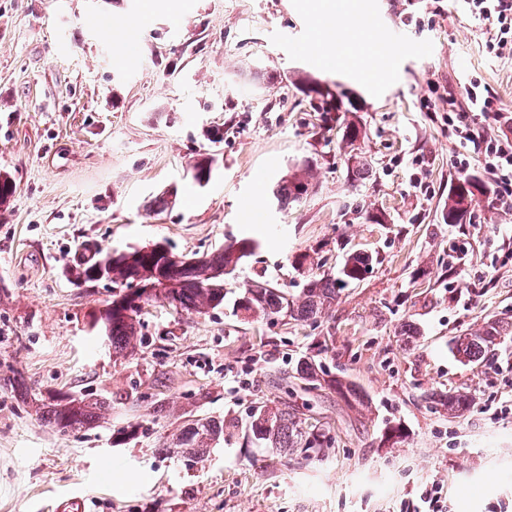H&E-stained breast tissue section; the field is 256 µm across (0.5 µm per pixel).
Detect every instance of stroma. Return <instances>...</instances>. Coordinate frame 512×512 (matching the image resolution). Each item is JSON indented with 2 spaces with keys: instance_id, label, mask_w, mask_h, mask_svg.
<instances>
[{
  "instance_id": "stroma-1",
  "label": "stroma",
  "mask_w": 512,
  "mask_h": 512,
  "mask_svg": "<svg viewBox=\"0 0 512 512\" xmlns=\"http://www.w3.org/2000/svg\"><path fill=\"white\" fill-rule=\"evenodd\" d=\"M366 3L395 60L380 82L319 64V0H0V171L15 180L0 215V380L18 370L30 387L23 400L0 383V512H399L432 481L449 512H512V416L496 413L512 403V340L476 363L451 351L455 336L512 320V212L483 202L462 227L440 218L459 176L446 95L465 101L471 77L512 114V56L486 55L490 28L464 0H442L439 15L433 0H352L342 27ZM300 72L356 94L370 179L348 182L342 133L312 111ZM203 152L215 165L200 187L188 170ZM306 158L317 189L280 206L274 190ZM173 186L176 203L148 213ZM236 238L258 247L226 278L223 308L145 307L130 356L91 325L111 285L65 273L87 239L190 254ZM355 250L372 269L316 319L238 312L257 278L301 295L310 273L295 255L333 276ZM302 356L370 408L305 388ZM457 390L472 404L451 417L440 400ZM80 391L107 410L93 428L58 431L39 399ZM280 402L314 418L329 448L260 447L251 412ZM196 417L236 426L200 458L170 456ZM392 425L403 436L389 443Z\"/></svg>"
}]
</instances>
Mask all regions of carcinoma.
I'll use <instances>...</instances> for the list:
<instances>
[{
    "label": "carcinoma",
    "instance_id": "1",
    "mask_svg": "<svg viewBox=\"0 0 512 512\" xmlns=\"http://www.w3.org/2000/svg\"><path fill=\"white\" fill-rule=\"evenodd\" d=\"M299 87L306 97L318 102L316 111L341 128L342 141L347 147L352 149L356 142L367 137L366 128L357 119L360 108L345 91L338 89L337 84L302 73L299 75ZM369 170L368 161L355 155L353 164L347 167V178L355 183ZM193 171V179L198 185L207 184L213 171L210 155L198 154ZM312 179L310 161L305 159L278 185L274 191L275 199L283 206L302 200L315 188ZM14 188L11 174L0 172L1 212L8 209ZM480 200L494 204V190L489 182L478 175L456 179L448 188V202L441 211L443 223H467L471 220V210ZM256 247V241L242 238L211 253L185 255L180 263L171 265L153 246L133 248L113 258L111 250L102 247L92 252L83 241L67 267V275L78 285L105 280L112 283V298L94 314V323L107 333L112 342V352L124 354L143 328L141 311L129 307L126 287L135 281L145 286L143 303L146 305L159 303L177 311L205 314L224 305V280ZM373 261V255L366 251L347 254L339 277L333 278L328 274L314 276L296 300L264 281L255 280L246 288L241 311L250 317L286 315L295 321L314 319L336 303L340 286L360 280ZM508 336L512 338V321L491 320L473 332L455 337L453 350L459 358L477 362L495 353L501 341ZM296 374L300 380L315 382L362 408L369 405L367 396L357 386L329 375L322 365L309 357L298 359ZM471 403V397L458 391L448 394L444 400L450 415L466 410ZM42 406L48 422L66 432L92 428L99 421L106 404L90 394L60 393L42 399ZM230 427L232 424L210 417L195 419L181 429L168 448L184 458H199L214 442L223 438L224 429ZM250 430L254 439L284 454L295 448L304 453L318 454L324 448L321 429L308 423V419L288 411L286 406L256 407L251 415Z\"/></svg>",
    "mask_w": 512,
    "mask_h": 512
}]
</instances>
